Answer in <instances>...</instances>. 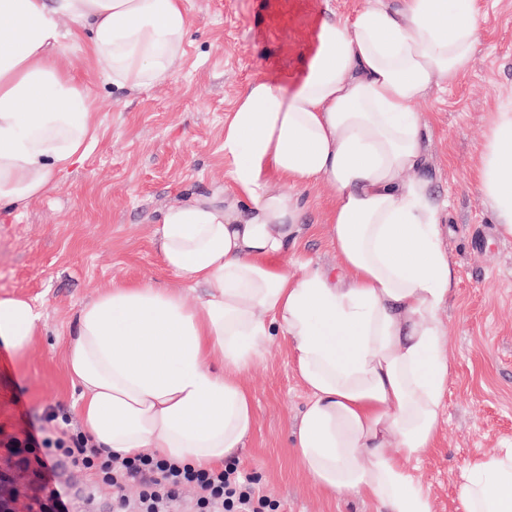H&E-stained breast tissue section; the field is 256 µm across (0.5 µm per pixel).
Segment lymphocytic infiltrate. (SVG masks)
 Wrapping results in <instances>:
<instances>
[{"mask_svg": "<svg viewBox=\"0 0 512 512\" xmlns=\"http://www.w3.org/2000/svg\"><path fill=\"white\" fill-rule=\"evenodd\" d=\"M57 431L31 427L24 443L11 444L10 455L40 452L43 465L36 473L39 489L48 490V512H68L67 492L51 478L52 462L63 458L81 471L90 473L113 490L118 512L127 505L126 484L141 488L140 497L146 512H171L181 498L184 487H196L202 512H257L253 482L250 475L236 467L200 471L180 462L152 455L122 458L90 444L87 436L69 429L71 420L65 414H53Z\"/></svg>", "mask_w": 512, "mask_h": 512, "instance_id": "obj_1", "label": "lymphocytic infiltrate"}]
</instances>
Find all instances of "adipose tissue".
<instances>
[{
  "label": "adipose tissue",
  "mask_w": 512,
  "mask_h": 512,
  "mask_svg": "<svg viewBox=\"0 0 512 512\" xmlns=\"http://www.w3.org/2000/svg\"><path fill=\"white\" fill-rule=\"evenodd\" d=\"M477 0H369L325 16L299 81H252L224 124L234 193L167 206L155 232L165 268L199 302L138 281L113 284L75 314L65 364L93 443L223 465L254 417L242 376L287 341L308 400L294 451L314 482L384 512H432L412 461L432 448L448 382L441 313L454 272L419 106L455 86L481 40ZM187 0H0V209L56 186L99 136L95 100L61 60L73 44L105 83L144 90L179 67ZM479 192L512 236V108L483 134ZM328 184L339 273L285 258L303 232L298 187ZM41 312L0 298V340L32 343ZM462 512H512V448L474 458Z\"/></svg>",
  "instance_id": "obj_1"
}]
</instances>
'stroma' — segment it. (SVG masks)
Instances as JSON below:
<instances>
[{
	"instance_id": "35a3bbf8",
	"label": "stroma",
	"mask_w": 512,
	"mask_h": 512,
	"mask_svg": "<svg viewBox=\"0 0 512 512\" xmlns=\"http://www.w3.org/2000/svg\"><path fill=\"white\" fill-rule=\"evenodd\" d=\"M368 0H188L191 26L172 78L147 91L104 85L100 66L74 51L64 62L99 99L96 146L57 188L22 213L0 211V298L34 299L43 312L29 349L0 343V459L56 411L80 427V391L67 376L65 345L77 307L113 281L175 290L155 247V221L192 193L231 189L224 172V120L252 80L299 77L314 52L324 8L348 16ZM482 41L455 87H433L423 109L427 175L446 203L443 244L455 271L442 318L451 373L446 410L415 473L433 512H461L456 488L467 462L512 446V237L500 236L473 173L493 114L512 102V0H479ZM307 230L292 259L336 269L326 224L336 199L327 185L301 189ZM254 424L235 463L275 512H381L368 498L318 488L295 458L292 433L307 401L283 340L243 378ZM74 512H112V490L59 467Z\"/></svg>"
}]
</instances>
